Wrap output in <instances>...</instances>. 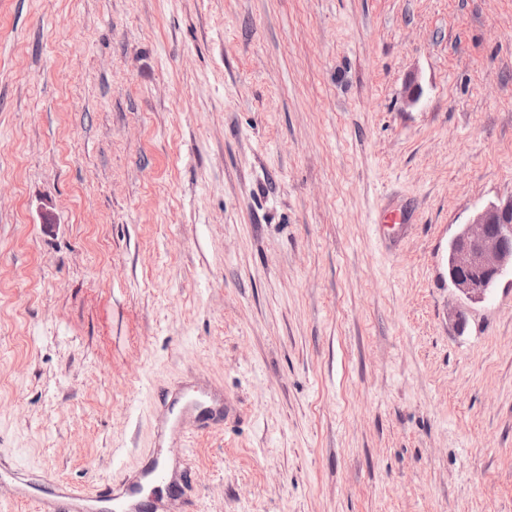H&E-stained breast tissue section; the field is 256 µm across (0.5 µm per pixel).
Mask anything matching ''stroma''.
Returning a JSON list of instances; mask_svg holds the SVG:
<instances>
[{"label": "stroma", "mask_w": 512, "mask_h": 512, "mask_svg": "<svg viewBox=\"0 0 512 512\" xmlns=\"http://www.w3.org/2000/svg\"><path fill=\"white\" fill-rule=\"evenodd\" d=\"M511 197L512 0H0V448L118 484L207 383L194 512H512ZM448 259L460 302H483L490 284L512 270V197L476 211L448 246Z\"/></svg>", "instance_id": "obj_1"}]
</instances>
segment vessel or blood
Returning a JSON list of instances; mask_svg holds the SVG:
<instances>
[{
	"label": "vessel or blood",
	"instance_id": "obj_1",
	"mask_svg": "<svg viewBox=\"0 0 512 512\" xmlns=\"http://www.w3.org/2000/svg\"><path fill=\"white\" fill-rule=\"evenodd\" d=\"M222 397L212 388L180 389L165 416L168 436L188 435L219 424ZM14 499L31 502L35 512H193L194 478L187 457L171 458L168 448L152 449L149 458L121 487L111 482L86 486L39 476L0 458V488Z\"/></svg>",
	"mask_w": 512,
	"mask_h": 512
}]
</instances>
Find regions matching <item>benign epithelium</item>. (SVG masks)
I'll return each instance as SVG.
<instances>
[{
	"mask_svg": "<svg viewBox=\"0 0 512 512\" xmlns=\"http://www.w3.org/2000/svg\"><path fill=\"white\" fill-rule=\"evenodd\" d=\"M449 268L460 301L485 300L490 284L512 270V198L487 204L462 225L452 241Z\"/></svg>",
	"mask_w": 512,
	"mask_h": 512,
	"instance_id": "obj_1",
	"label": "benign epithelium"
}]
</instances>
